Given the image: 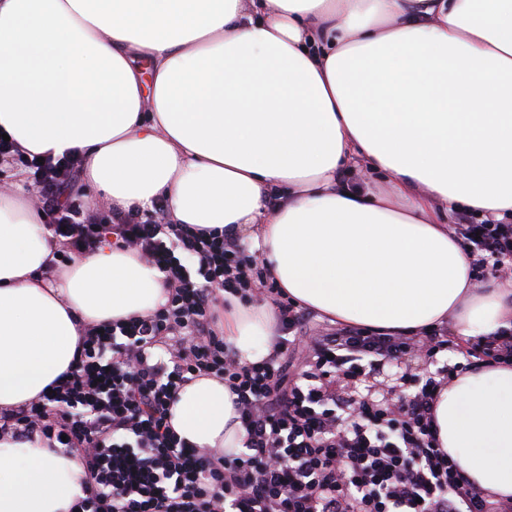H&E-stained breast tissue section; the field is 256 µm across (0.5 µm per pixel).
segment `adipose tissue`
<instances>
[{
	"label": "adipose tissue",
	"instance_id": "1",
	"mask_svg": "<svg viewBox=\"0 0 512 512\" xmlns=\"http://www.w3.org/2000/svg\"><path fill=\"white\" fill-rule=\"evenodd\" d=\"M0 132L83 161L121 209L249 239L279 288L385 333L512 327V289L476 283L452 209L512 215V0H0ZM355 165L386 185H342ZM59 247L23 189H0V409L77 367L85 327L165 304V275L103 245ZM243 364L278 335L272 304L227 297ZM223 380L170 408L199 448L245 447ZM436 437L475 486L512 501V364L444 386ZM78 456L0 442V512H69Z\"/></svg>",
	"mask_w": 512,
	"mask_h": 512
}]
</instances>
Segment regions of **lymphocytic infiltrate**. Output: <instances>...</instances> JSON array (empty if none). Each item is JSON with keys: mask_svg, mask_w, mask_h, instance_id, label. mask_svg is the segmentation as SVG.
Segmentation results:
<instances>
[{"mask_svg": "<svg viewBox=\"0 0 512 512\" xmlns=\"http://www.w3.org/2000/svg\"><path fill=\"white\" fill-rule=\"evenodd\" d=\"M4 158L27 173L63 246L61 264L108 243L166 275L165 304L88 330L75 372L0 411L1 442H59L82 460L85 495L71 512H512L438 444L434 404L454 376L430 366L451 344L442 330L306 335L305 312L238 238L172 223L161 205L100 215L76 185L77 158L40 161L0 139ZM448 233L512 282V224L462 216ZM227 293L278 309L288 335L258 362L240 363L224 347L216 311ZM301 344L305 367L288 374L283 360ZM406 359L414 369L389 375ZM202 375L235 396L240 454L194 447L169 424L179 388Z\"/></svg>", "mask_w": 512, "mask_h": 512, "instance_id": "1", "label": "lymphocytic infiltrate"}]
</instances>
